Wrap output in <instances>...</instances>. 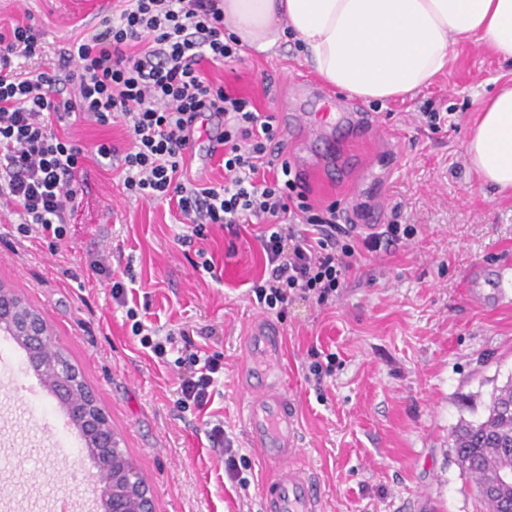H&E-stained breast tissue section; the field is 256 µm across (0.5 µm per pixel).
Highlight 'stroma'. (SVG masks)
<instances>
[{
	"mask_svg": "<svg viewBox=\"0 0 512 512\" xmlns=\"http://www.w3.org/2000/svg\"><path fill=\"white\" fill-rule=\"evenodd\" d=\"M94 2L0 0V31L33 25L41 52L32 64L51 72L62 48L98 28L116 0L104 9ZM202 71L274 114L282 155L314 208L334 204L354 223L411 224L415 234L357 256L332 302L299 298L278 319L251 291L262 273L254 229L234 236L211 225L182 245L188 220L177 207L128 195L119 171L97 161L100 144L130 149L125 125L79 119L57 127L86 155L87 193L70 237L55 249L20 238L18 212L0 211V283L46 317L51 349L84 377L150 487L155 512H261L272 473L249 444L238 374L259 319L284 337L281 373L299 410V463L315 477L325 512H487L457 464L452 431L459 419H482L492 389L512 377V196L481 186L464 143L483 101L512 79V64L459 43L433 85L369 102L329 88L294 46L246 51ZM426 110L446 114L447 128H429ZM306 121L323 124V141L300 137ZM375 122L396 132L392 149L375 140ZM200 248L215 273L195 268ZM106 255L104 275L96 265ZM483 272L497 275L507 299L469 298ZM116 280L128 285V306L112 298ZM130 306L171 334L167 361L132 334ZM193 346L224 365L208 414L223 420L247 489L228 478L203 416L177 405ZM316 349L336 356L319 385L307 379ZM33 378L25 352L0 333V512H52L62 495L88 499L82 469L90 460L76 431L40 444L41 424L61 407L45 390L30 391Z\"/></svg>",
	"mask_w": 512,
	"mask_h": 512,
	"instance_id": "1",
	"label": "stroma"
}]
</instances>
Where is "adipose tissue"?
I'll return each instance as SVG.
<instances>
[{"label":"adipose tissue","instance_id":"adipose-tissue-1","mask_svg":"<svg viewBox=\"0 0 512 512\" xmlns=\"http://www.w3.org/2000/svg\"><path fill=\"white\" fill-rule=\"evenodd\" d=\"M224 19L260 53L296 35L325 84L365 100L427 86L463 41L512 63V0H224ZM465 154L483 185L512 192V85L482 104Z\"/></svg>","mask_w":512,"mask_h":512}]
</instances>
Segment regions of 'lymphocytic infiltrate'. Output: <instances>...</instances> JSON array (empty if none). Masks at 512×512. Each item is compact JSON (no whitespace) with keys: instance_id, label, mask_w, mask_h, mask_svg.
Here are the masks:
<instances>
[{"instance_id":"obj_1","label":"lymphocytic infiltrate","mask_w":512,"mask_h":512,"mask_svg":"<svg viewBox=\"0 0 512 512\" xmlns=\"http://www.w3.org/2000/svg\"><path fill=\"white\" fill-rule=\"evenodd\" d=\"M125 3L101 31L60 52L61 69L76 83L70 95L59 89L58 76L15 66V58L40 52L32 26L0 32V205L20 211L17 232L58 247L69 236L84 193V151L56 134L54 122L72 115L101 125L118 119L133 142L123 158L126 190L175 201L190 221L182 244L210 224L234 233L244 224H262L265 268L253 285L258 304L281 318L296 297L327 304L352 267V232L341 224L336 206L319 211L307 202L290 161L269 157L268 147L280 135L274 115L203 75L202 62L223 65L241 58L224 25V0ZM207 112L224 117L217 138L224 180L199 187L181 175ZM287 214L307 225V232L283 225ZM223 370L219 358L189 353L179 407L206 414Z\"/></svg>"}]
</instances>
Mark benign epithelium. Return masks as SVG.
I'll return each mask as SVG.
<instances>
[{
  "mask_svg": "<svg viewBox=\"0 0 512 512\" xmlns=\"http://www.w3.org/2000/svg\"><path fill=\"white\" fill-rule=\"evenodd\" d=\"M5 329L17 331L31 356L48 355L50 326L46 318L40 313L32 315L24 311L16 296L0 285V331ZM44 381L50 383L78 432L95 438L97 446L107 449L109 457L123 454L107 415L94 409L97 402L79 398L77 373L58 365ZM486 491L497 500L499 512H512V466L500 469ZM94 493L102 512H155L152 492L134 497L128 474L123 471L116 476L100 478Z\"/></svg>",
  "mask_w": 512,
  "mask_h": 512,
  "instance_id": "obj_1",
  "label": "benign epithelium"
}]
</instances>
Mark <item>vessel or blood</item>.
<instances>
[{"mask_svg":"<svg viewBox=\"0 0 512 512\" xmlns=\"http://www.w3.org/2000/svg\"><path fill=\"white\" fill-rule=\"evenodd\" d=\"M281 337L256 321L239 367L249 390L242 416L250 441L260 448L276 477L262 492V512H322L315 478L300 467V431L295 401L280 380Z\"/></svg>","mask_w":512,"mask_h":512,"instance_id":"1","label":"vessel or blood"}]
</instances>
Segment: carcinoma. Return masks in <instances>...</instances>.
I'll list each match as a JSON object with an SVG mask.
<instances>
[{
  "label": "carcinoma",
  "instance_id": "carcinoma-1",
  "mask_svg": "<svg viewBox=\"0 0 512 512\" xmlns=\"http://www.w3.org/2000/svg\"><path fill=\"white\" fill-rule=\"evenodd\" d=\"M512 403V381L493 389L487 405V414L480 421H459L453 431V445L462 471L471 476L481 500L491 508L495 501L483 495V482L478 473L496 471L501 458V447L512 444V416H506L500 407Z\"/></svg>",
  "mask_w": 512,
  "mask_h": 512
}]
</instances>
